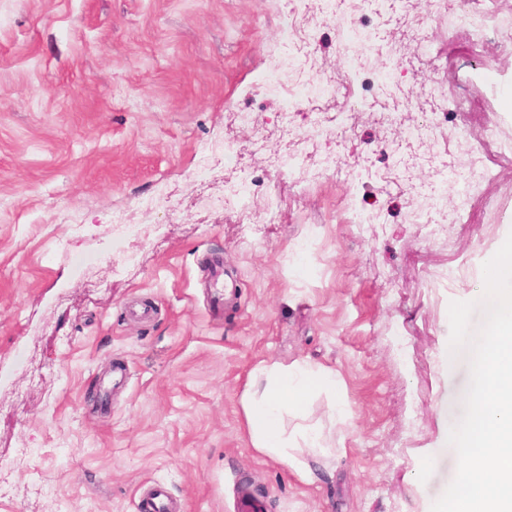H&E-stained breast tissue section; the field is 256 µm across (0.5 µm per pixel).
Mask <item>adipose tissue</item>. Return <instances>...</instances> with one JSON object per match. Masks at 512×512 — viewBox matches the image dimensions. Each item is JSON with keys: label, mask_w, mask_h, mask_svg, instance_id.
I'll return each instance as SVG.
<instances>
[{"label": "adipose tissue", "mask_w": 512, "mask_h": 512, "mask_svg": "<svg viewBox=\"0 0 512 512\" xmlns=\"http://www.w3.org/2000/svg\"><path fill=\"white\" fill-rule=\"evenodd\" d=\"M264 384H250L242 398L249 434L255 450L288 465L307 482L317 474L306 463L288 453V438L283 424L285 410H301L315 392L336 388L335 375L322 367L297 362L284 368L265 367Z\"/></svg>", "instance_id": "obj_1"}]
</instances>
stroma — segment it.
I'll list each match as a JSON object with an SVG mask.
<instances>
[{
	"instance_id": "35a3bbf8",
	"label": "stroma",
	"mask_w": 512,
	"mask_h": 512,
	"mask_svg": "<svg viewBox=\"0 0 512 512\" xmlns=\"http://www.w3.org/2000/svg\"><path fill=\"white\" fill-rule=\"evenodd\" d=\"M368 7L377 49L361 63L400 76L374 110L422 87L428 99L404 109L425 125L434 100L463 94L459 133L409 144L360 113L327 138L284 132L299 68L332 75L346 58L334 31L282 58L278 0H0V472L13 483L0 512H136L156 481L186 512H235L244 486L267 512H428L444 493L470 381L468 352L449 351V305L472 301L512 234V52L436 0ZM405 17L428 20L437 50L418 71L393 50L411 39ZM275 66L279 85L260 88ZM241 110L252 125L231 122ZM495 114L498 141L479 156L493 179L468 199L448 188L454 220L428 234L410 199ZM215 143L257 178L255 224L216 202L225 163L199 167ZM285 150L335 155L336 168L294 184ZM362 165L371 175L352 188ZM354 192L380 223H354ZM303 361L337 381L285 418L326 436L328 452L296 451L313 484L254 450L242 406L257 367ZM338 399L348 423L333 417Z\"/></svg>"
}]
</instances>
